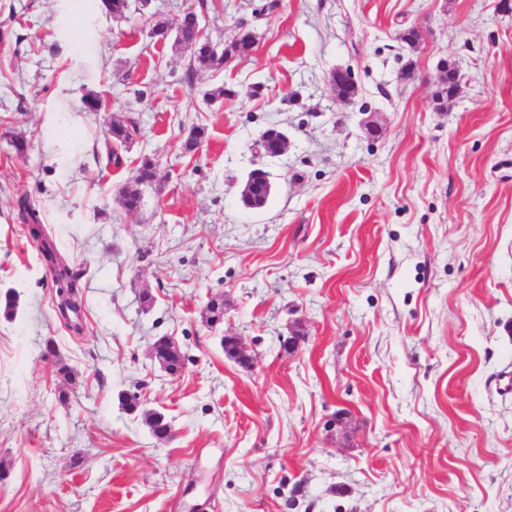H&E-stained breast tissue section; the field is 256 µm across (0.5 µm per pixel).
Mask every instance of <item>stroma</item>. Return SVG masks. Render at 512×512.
<instances>
[{
    "label": "stroma",
    "mask_w": 512,
    "mask_h": 512,
    "mask_svg": "<svg viewBox=\"0 0 512 512\" xmlns=\"http://www.w3.org/2000/svg\"><path fill=\"white\" fill-rule=\"evenodd\" d=\"M268 2L208 0L212 39L244 27L256 44L193 71L151 21L198 0L118 20L93 0H0V298L16 303L0 313V512H512V0ZM445 60L460 87L440 107ZM338 70L357 86L345 105ZM116 116L140 125L119 168ZM194 125L206 137L182 153ZM272 126L288 137L274 158ZM145 156L160 177L130 211ZM255 168L272 192L250 209ZM22 198L84 273L82 332ZM162 336L178 374L151 357ZM271 183L268 173L262 168L253 169L241 191V200L246 207L262 208L270 195Z\"/></svg>",
    "instance_id": "obj_1"
}]
</instances>
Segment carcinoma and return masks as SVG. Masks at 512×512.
Returning <instances> with one entry per match:
<instances>
[{
	"label": "carcinoma",
	"mask_w": 512,
	"mask_h": 512,
	"mask_svg": "<svg viewBox=\"0 0 512 512\" xmlns=\"http://www.w3.org/2000/svg\"><path fill=\"white\" fill-rule=\"evenodd\" d=\"M100 6L108 16H124L130 11L128 0H100ZM200 13L190 11L180 19L181 38L176 44L182 49L190 52V67L188 74H193L195 68L213 69L224 62V58L232 56L234 58L247 56L254 47V35L246 32L231 38L227 42L219 45L210 42L209 38L199 36L198 18ZM438 83L440 85L439 96L448 97L449 93L457 85L456 72L452 66L445 63L439 68ZM139 131L138 122L130 119L125 123H116L109 128L107 133V143L115 146H122L133 139L134 134ZM283 132L276 128H268L261 137L262 147L265 154L276 156L282 145ZM158 178V169L151 158L145 157L137 169L135 183L147 184ZM271 183L268 173L261 169H253L244 184L241 191V200L243 204L252 209L263 207L270 195ZM18 218L24 224L41 223L40 212L35 204L28 199L18 201ZM34 243L37 244L41 262L52 260L59 264L61 272L64 273L69 281L70 288L68 296L60 303V308L76 311L81 303L79 294L80 279L83 272H74L61 261L60 255L55 244L46 235L44 228H39L38 232L31 233ZM159 356L163 357L168 363V369L178 371L182 367V356L180 351L170 349V339L162 336L154 342Z\"/></svg>",
	"instance_id": "carcinoma-1"
}]
</instances>
